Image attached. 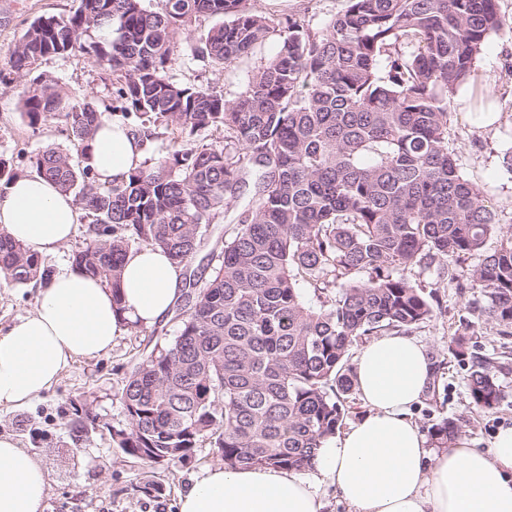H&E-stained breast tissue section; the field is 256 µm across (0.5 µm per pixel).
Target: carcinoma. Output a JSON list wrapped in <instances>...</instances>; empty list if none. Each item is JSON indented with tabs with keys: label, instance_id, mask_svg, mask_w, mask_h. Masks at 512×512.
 Returning a JSON list of instances; mask_svg holds the SVG:
<instances>
[{
	"label": "carcinoma",
	"instance_id": "1",
	"mask_svg": "<svg viewBox=\"0 0 512 512\" xmlns=\"http://www.w3.org/2000/svg\"><path fill=\"white\" fill-rule=\"evenodd\" d=\"M142 2L79 0L69 15L39 16L8 62L20 75L80 52L112 78V106L72 101L45 80L24 93L21 115L32 128L67 126L75 152L49 146L34 165L84 210L89 241L72 265L115 304L128 252L157 246L186 267L211 224L244 201L234 233L185 276L175 338L124 379L115 447L146 466L184 465L207 441L227 468H311L344 422L351 347L430 321L438 291L413 271L444 258L441 274L471 292L477 319L512 334V238L486 252L499 226L448 149L449 97L504 26L497 0H348L319 31L296 14L275 22L252 0H160L154 11ZM215 16L227 21L191 47L199 60L230 65L280 42L233 101L168 75L176 35ZM105 118L147 141L172 127L180 139L155 164L101 183L85 160ZM207 130L222 131L224 146L195 142ZM51 275L37 251L0 232L5 282ZM471 335L473 322H460L448 352L467 369L471 404L491 413L506 398L504 363ZM429 406L428 436L446 448L457 420L435 415L436 391ZM94 424L75 414L72 443Z\"/></svg>",
	"mask_w": 512,
	"mask_h": 512
}]
</instances>
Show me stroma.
Instances as JSON below:
<instances>
[{
    "label": "stroma",
    "instance_id": "1",
    "mask_svg": "<svg viewBox=\"0 0 512 512\" xmlns=\"http://www.w3.org/2000/svg\"><path fill=\"white\" fill-rule=\"evenodd\" d=\"M77 5L78 0H0V68L6 67L30 21L42 15H68ZM255 6L274 20L304 15L310 28L319 30L346 9L347 0H256ZM498 9L506 22L504 29L488 40L471 77L451 97L448 147L456 153L465 177L486 192L497 223L507 233L512 231V167L504 161L512 155V0H498ZM278 51V41L269 40L248 58L219 66L192 58L185 48L169 74L177 82L208 86L232 100L245 91L255 68ZM43 77L57 82L73 100L89 99L101 107L111 102V89L105 86L100 68L79 52L48 59L38 69L0 83V161L18 174L34 173L35 157L46 146L72 147L61 121L34 129L21 116L24 91ZM414 275L438 283L440 305L432 320L413 335L430 355L446 356L460 320L472 316L468 298L439 280L436 271L418 269ZM37 295L36 287L0 282V329L32 311ZM164 326L161 332L150 326H127L111 350L75 362L30 405L0 409V434L14 436L49 476L47 512H179L180 494L191 479L201 468L217 463L215 449L206 444L186 465L145 467L112 443L109 426L125 421L118 396L122 382L155 343L176 335L174 321H165ZM499 380L508 396L495 413L486 414L470 402L465 369L449 360L443 371L441 383L447 394L443 413L458 420L460 438L482 451L499 426L512 425V366L500 373ZM77 405L92 409L101 423L92 442L78 448L66 431ZM147 479L165 486L163 498L136 492V485Z\"/></svg>",
    "mask_w": 512,
    "mask_h": 512
}]
</instances>
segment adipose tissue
<instances>
[{"instance_id":"1","label":"adipose tissue","mask_w":512,"mask_h":512,"mask_svg":"<svg viewBox=\"0 0 512 512\" xmlns=\"http://www.w3.org/2000/svg\"><path fill=\"white\" fill-rule=\"evenodd\" d=\"M144 160L139 138L103 122L89 165L100 181L128 176ZM82 210L41 176L20 175L0 191V231L42 253L68 244ZM183 268L161 248L128 253L121 306L99 280L74 268L55 273L34 310L0 332V408L29 405L71 365L112 348L125 325L167 319L181 295ZM365 412L328 439L307 475L278 468L201 469L182 492L179 512H322V482L340 491L350 512H512V426L487 450L462 440L429 448L410 412L432 366L423 344L404 334L366 343L354 362ZM48 479L36 458L0 434V512H45Z\"/></svg>"}]
</instances>
